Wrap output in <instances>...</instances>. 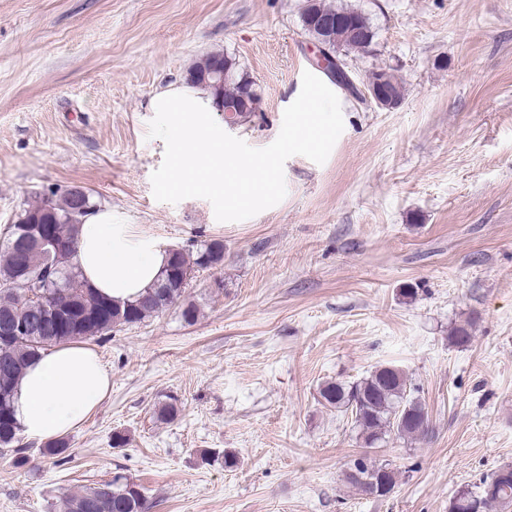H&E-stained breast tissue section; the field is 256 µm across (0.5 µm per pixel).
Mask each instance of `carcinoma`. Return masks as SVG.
Wrapping results in <instances>:
<instances>
[{
    "label": "carcinoma",
    "instance_id": "obj_1",
    "mask_svg": "<svg viewBox=\"0 0 512 512\" xmlns=\"http://www.w3.org/2000/svg\"><path fill=\"white\" fill-rule=\"evenodd\" d=\"M317 12L323 16L349 19L355 33L342 28L335 31L332 52L342 59L352 53L365 51L374 41L375 28L369 17L359 8L336 7L318 0ZM219 65L228 69L224 86L214 85L211 73ZM187 78L190 82L210 90L215 108L242 105V93L254 89V82L246 74L236 73V62L222 54L211 53L202 58ZM93 195L85 193L80 201H73L62 192H50L25 204L16 220L9 226V234L0 240V286L12 284L15 289L31 287L41 282L48 293L47 302L72 306L82 318L71 331L60 335L41 317L40 303L21 301L0 292V447L17 448L21 441L20 429L12 417V396L15 384L22 376L29 360L51 347L87 339H103L118 325H133L165 311L179 307L184 321H194L198 308L184 302L185 286L182 280H171L165 272L161 282L149 293L112 311H99V298L81 278L74 258L78 248V229L95 212ZM30 224H50L59 242L69 246L68 258L56 261L42 246L34 245L27 234ZM224 262V244L220 240L201 243L194 250H182L175 267L193 274ZM324 406L351 415L358 435L369 447L390 434L416 439L428 434L429 416L426 406L411 395L408 376L394 366H379L359 382L324 383L319 391ZM368 479H380L389 488L397 483V473L386 465H377L362 456L349 467L348 482L361 494H367ZM512 506V466L505 465L491 476L481 480L477 490L463 488L448 506V512H494ZM145 498L139 484L127 478L86 488L61 497L54 512H143Z\"/></svg>",
    "mask_w": 512,
    "mask_h": 512
}]
</instances>
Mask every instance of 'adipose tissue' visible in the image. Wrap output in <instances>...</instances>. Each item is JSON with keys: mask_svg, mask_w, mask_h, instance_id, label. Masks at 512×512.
<instances>
[{"mask_svg": "<svg viewBox=\"0 0 512 512\" xmlns=\"http://www.w3.org/2000/svg\"><path fill=\"white\" fill-rule=\"evenodd\" d=\"M156 112H208V92L186 85L156 94ZM76 264L98 293L117 302L145 294L167 265V251L131 224H116L111 212L93 214L78 231ZM112 388L99 353L84 343H68L33 360L17 382L14 418L26 440L52 442L80 428Z\"/></svg>", "mask_w": 512, "mask_h": 512, "instance_id": "1", "label": "adipose tissue"}]
</instances>
